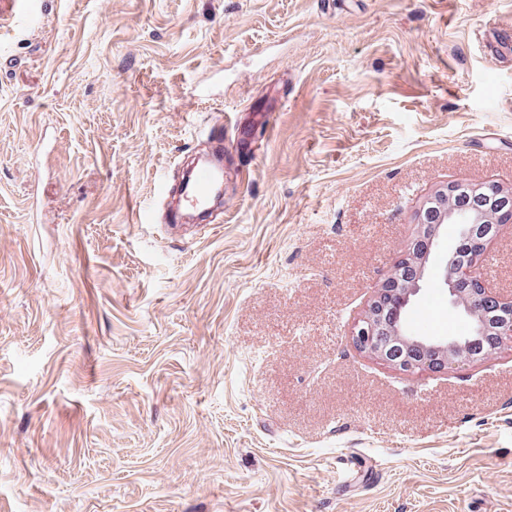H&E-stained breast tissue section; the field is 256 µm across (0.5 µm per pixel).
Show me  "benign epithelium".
Here are the masks:
<instances>
[{"mask_svg": "<svg viewBox=\"0 0 512 512\" xmlns=\"http://www.w3.org/2000/svg\"><path fill=\"white\" fill-rule=\"evenodd\" d=\"M414 236L397 267L411 269L407 281L387 277L350 329L354 347L401 372L437 373L467 366L486 355L512 350V296L492 291L483 273L485 254L495 232L512 224V187L496 180L475 184L446 182L418 201ZM455 224L466 247L448 250L444 284L449 304L469 319L467 336H428L410 329L409 316L427 277L430 257L442 232ZM493 337L485 351L473 352L474 340Z\"/></svg>", "mask_w": 512, "mask_h": 512, "instance_id": "1", "label": "benign epithelium"}]
</instances>
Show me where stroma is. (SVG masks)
Instances as JSON below:
<instances>
[{
	"label": "stroma",
	"instance_id": "obj_1",
	"mask_svg": "<svg viewBox=\"0 0 512 512\" xmlns=\"http://www.w3.org/2000/svg\"><path fill=\"white\" fill-rule=\"evenodd\" d=\"M0 22V512H512V351L349 336L437 183L512 185V0H21ZM214 225L145 220L244 107ZM485 270L512 293V226ZM416 332L453 336L443 260Z\"/></svg>",
	"mask_w": 512,
	"mask_h": 512
}]
</instances>
